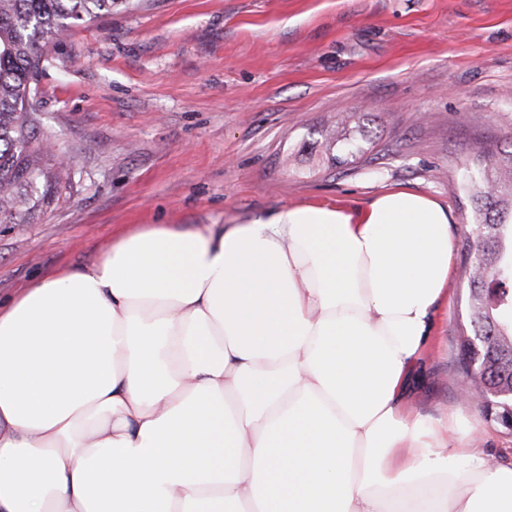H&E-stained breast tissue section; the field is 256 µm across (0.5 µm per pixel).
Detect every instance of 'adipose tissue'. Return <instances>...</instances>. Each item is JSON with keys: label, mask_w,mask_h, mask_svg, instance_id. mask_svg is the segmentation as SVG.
Returning <instances> with one entry per match:
<instances>
[{"label": "adipose tissue", "mask_w": 512, "mask_h": 512, "mask_svg": "<svg viewBox=\"0 0 512 512\" xmlns=\"http://www.w3.org/2000/svg\"><path fill=\"white\" fill-rule=\"evenodd\" d=\"M449 223L389 191L149 224L0 301V512H512V466L405 400Z\"/></svg>", "instance_id": "1"}]
</instances>
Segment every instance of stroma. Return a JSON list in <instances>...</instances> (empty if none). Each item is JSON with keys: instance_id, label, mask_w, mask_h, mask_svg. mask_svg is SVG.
Instances as JSON below:
<instances>
[{"instance_id": "35a3bbf8", "label": "stroma", "mask_w": 512, "mask_h": 512, "mask_svg": "<svg viewBox=\"0 0 512 512\" xmlns=\"http://www.w3.org/2000/svg\"><path fill=\"white\" fill-rule=\"evenodd\" d=\"M33 142L70 167L26 223H0V298L80 270L143 224H246L305 205L358 209L387 190L447 207L455 261L478 150L512 148V0H123L48 46ZM345 123L364 152L328 167L314 132ZM466 282L411 405L477 429L512 464V432L459 394Z\"/></svg>"}]
</instances>
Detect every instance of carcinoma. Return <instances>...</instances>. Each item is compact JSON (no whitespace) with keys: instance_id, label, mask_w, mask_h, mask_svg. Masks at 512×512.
<instances>
[{"instance_id":"1","label":"carcinoma","mask_w":512,"mask_h":512,"mask_svg":"<svg viewBox=\"0 0 512 512\" xmlns=\"http://www.w3.org/2000/svg\"><path fill=\"white\" fill-rule=\"evenodd\" d=\"M119 0H0V216L29 217L57 193L59 176L42 165L43 153L32 151V84L43 69L44 48L71 28L112 11ZM327 162L338 167L363 153L355 142L323 135ZM474 175L457 186L474 203L480 235L470 241L464 264L467 279L469 335L486 346L475 352L461 347L460 370L475 364L480 382L498 392H512V150H479ZM42 181V192L22 188Z\"/></svg>"}]
</instances>
